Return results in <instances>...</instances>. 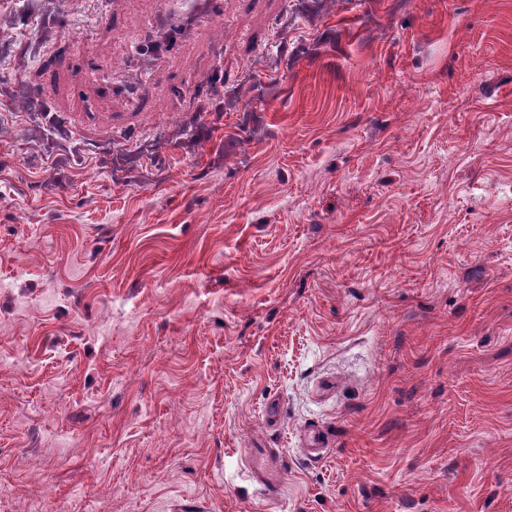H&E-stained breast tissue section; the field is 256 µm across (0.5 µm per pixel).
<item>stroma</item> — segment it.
Returning a JSON list of instances; mask_svg holds the SVG:
<instances>
[{"label":"stroma","mask_w":512,"mask_h":512,"mask_svg":"<svg viewBox=\"0 0 512 512\" xmlns=\"http://www.w3.org/2000/svg\"><path fill=\"white\" fill-rule=\"evenodd\" d=\"M216 7L0 0V512H512V0ZM250 471L269 493L278 494L282 489V458L280 455L265 453L247 460Z\"/></svg>","instance_id":"35a3bbf8"}]
</instances>
